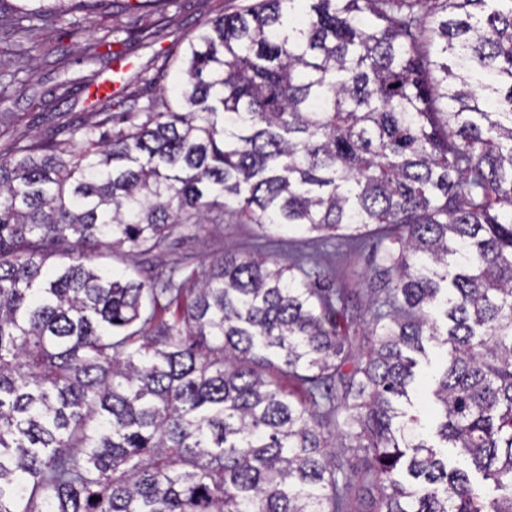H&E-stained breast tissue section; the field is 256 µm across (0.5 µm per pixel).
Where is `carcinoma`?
Instances as JSON below:
<instances>
[{"label":"carcinoma","instance_id":"carcinoma-1","mask_svg":"<svg viewBox=\"0 0 512 512\" xmlns=\"http://www.w3.org/2000/svg\"><path fill=\"white\" fill-rule=\"evenodd\" d=\"M68 12L0 29V98ZM160 38H86L85 86ZM181 63L0 156V512H512V0H247ZM226 213L310 250L85 264ZM373 233L361 314L312 249ZM427 342L437 445L397 408Z\"/></svg>","mask_w":512,"mask_h":512}]
</instances>
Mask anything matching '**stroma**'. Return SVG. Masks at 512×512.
<instances>
[{"mask_svg": "<svg viewBox=\"0 0 512 512\" xmlns=\"http://www.w3.org/2000/svg\"><path fill=\"white\" fill-rule=\"evenodd\" d=\"M73 6L72 16L82 23L105 21L115 28L131 26L137 18L133 8L135 0H68ZM242 0H175L164 15H152V22L162 28L164 39L129 43L122 60L116 61L114 70L104 71L103 79L112 83L113 92H121L123 78H130L131 87L142 90V78L159 77L161 84H172L177 76L176 65H164L163 53L173 44H181L186 35L195 31L199 24L220 14L236 10ZM34 38L50 41L61 46L65 56L60 63L39 68L30 86L17 92L12 99L0 103V123L8 124L9 133L0 137V153H7L10 141L15 137L40 134L44 129L61 124L78 125L88 120L87 109L94 104V97L79 93L75 97L58 100L50 97V89L60 80L68 79L83 84L91 69L79 61L76 37L65 31L49 33L34 31ZM260 230L253 224L224 222L208 224L198 229L187 226L181 237L162 250L155 258L141 256L131 258L102 248L94 253L92 263L109 267L118 272H130L137 268L152 272H165L179 267L185 257L207 263L227 253L249 252Z\"/></svg>", "mask_w": 512, "mask_h": 512, "instance_id": "35a3bbf8", "label": "stroma"}]
</instances>
